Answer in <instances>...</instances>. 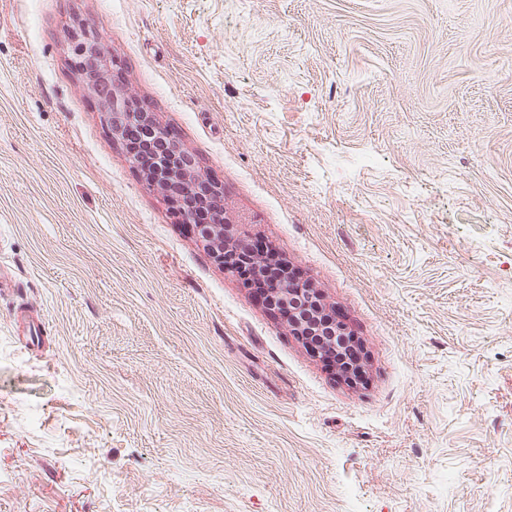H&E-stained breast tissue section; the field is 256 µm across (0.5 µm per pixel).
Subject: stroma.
<instances>
[{"instance_id":"stroma-1","label":"stroma","mask_w":512,"mask_h":512,"mask_svg":"<svg viewBox=\"0 0 512 512\" xmlns=\"http://www.w3.org/2000/svg\"><path fill=\"white\" fill-rule=\"evenodd\" d=\"M92 22L365 384L129 161ZM0 512H512V0H0ZM72 38L79 44V49L87 57L90 66L97 71L94 76L97 78L93 83V89L96 95L103 102V109L106 119L112 126V130L119 133L123 123L128 119L136 117L146 125L147 131L162 140L165 130L153 118L150 112L141 111V107L136 105L131 110V104L127 95L122 91L112 90L107 84L105 75L110 67V60L105 49V42L100 28L87 27V30L81 28L79 32L72 33Z\"/></svg>"}]
</instances>
